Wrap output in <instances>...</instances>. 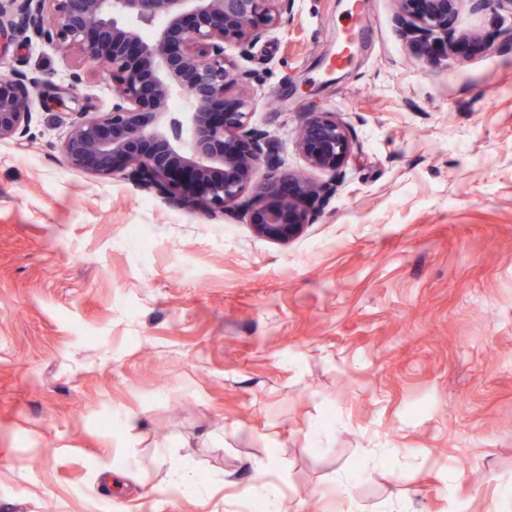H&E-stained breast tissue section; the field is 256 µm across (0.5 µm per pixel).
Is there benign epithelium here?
Instances as JSON below:
<instances>
[{
	"mask_svg": "<svg viewBox=\"0 0 512 512\" xmlns=\"http://www.w3.org/2000/svg\"><path fill=\"white\" fill-rule=\"evenodd\" d=\"M395 30L448 60L464 34L453 21L463 6L473 12L512 7V0H396ZM293 0H6L0 2V57L31 34L60 47L70 77L83 81L84 64L98 63L115 86L105 117L75 110L61 152L66 164L99 176L130 170L144 188L171 197L176 208L207 216L238 209L255 233L274 242L301 234L308 214L299 198L315 204L334 191L301 177L278 174L264 134L250 127L251 101L227 90L249 79L235 72L229 46L257 43L276 28ZM153 29L152 38L142 36ZM24 74L0 77V141H20L31 116ZM180 98L188 111H169ZM296 149L307 168L336 173L353 153L346 125L334 112H315L302 125ZM266 175L255 184L260 169Z\"/></svg>",
	"mask_w": 512,
	"mask_h": 512,
	"instance_id": "1",
	"label": "benign epithelium"
}]
</instances>
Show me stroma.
Instances as JSON below:
<instances>
[{
  "label": "stroma",
  "instance_id": "35a3bbf8",
  "mask_svg": "<svg viewBox=\"0 0 512 512\" xmlns=\"http://www.w3.org/2000/svg\"><path fill=\"white\" fill-rule=\"evenodd\" d=\"M396 10L370 0L341 68L347 0H294L226 51L281 172L306 171L311 113L354 142L337 175L307 171L336 191L285 244L69 168L74 107L112 108L106 72L33 95L0 143V512H512V13L461 11L478 48L446 63ZM19 73L69 82L38 40L0 57Z\"/></svg>",
  "mask_w": 512,
  "mask_h": 512
}]
</instances>
